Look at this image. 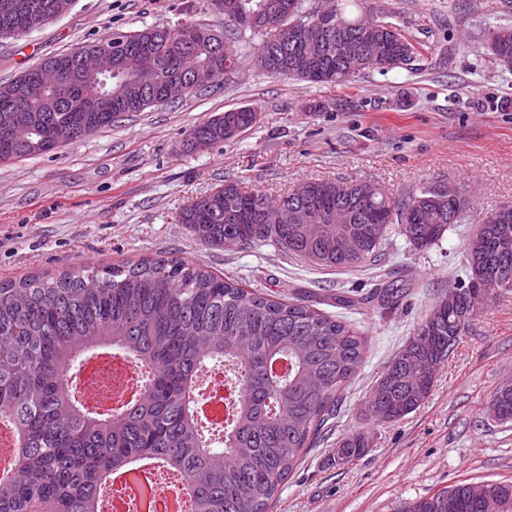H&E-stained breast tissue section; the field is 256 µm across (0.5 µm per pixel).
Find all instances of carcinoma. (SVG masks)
Returning a JSON list of instances; mask_svg holds the SVG:
<instances>
[{
  "label": "carcinoma",
  "mask_w": 512,
  "mask_h": 512,
  "mask_svg": "<svg viewBox=\"0 0 512 512\" xmlns=\"http://www.w3.org/2000/svg\"><path fill=\"white\" fill-rule=\"evenodd\" d=\"M0 9V30L31 31L25 0ZM225 34L194 22L117 32L134 48L156 54L170 83L189 80L210 65L215 48L234 43L238 66L245 34L262 39L254 64L266 71L276 45L274 24L315 22L317 7L299 0H224ZM339 5V19L363 50H348L316 33L288 49L290 75L310 83L346 85L369 69L366 57L388 58L379 71L404 68L421 53L401 30L362 21ZM488 48L512 66V28L491 32ZM36 68L0 84V123H37L22 141L0 140V162L48 153L59 144L55 126L64 121L74 140L112 126L129 112L150 107L143 90L117 78L108 82L112 111L70 112L67 97L47 89L29 98L16 85ZM23 112H12L16 105ZM257 115L231 109L192 127L196 140L214 146L251 129ZM304 210L309 224L296 223ZM469 202L455 188L439 186L396 199L367 181H305L275 200L247 192L230 180L190 201L176 216L207 247L271 243L314 267L342 270L363 265L397 230L419 250L437 244L455 224L468 223ZM491 288H512V215L493 213L479 225L466 250L465 278L441 295L400 352L385 366L365 402L366 415L394 423L430 397L439 369L475 317ZM409 285L391 284L370 295L384 308L404 298ZM143 369L142 391L128 405L102 414L72 394L62 395L65 373L105 350ZM370 339L359 326L328 315L307 297L268 295L244 288L177 257L98 265L58 276H32L0 283V421L16 430V475L0 483V512H99L109 483L143 461L160 463L185 478L192 512H269L280 485L316 445L344 394L360 372ZM227 367L241 386L224 436L206 432L195 414L196 384L207 365ZM486 413L512 421V383L489 400ZM369 447L357 431L343 437L336 453L348 463ZM396 512H512V481L458 482L428 497L409 500Z\"/></svg>",
  "instance_id": "cac0c4a2"
}]
</instances>
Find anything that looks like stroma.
<instances>
[{"instance_id":"stroma-1","label":"stroma","mask_w":512,"mask_h":512,"mask_svg":"<svg viewBox=\"0 0 512 512\" xmlns=\"http://www.w3.org/2000/svg\"><path fill=\"white\" fill-rule=\"evenodd\" d=\"M386 22L425 44L411 67L368 71L347 85H315L242 61L200 95L119 118L50 153L0 163V282L171 253L276 297L300 292L333 314L336 294L409 286L396 309L369 303L356 319L372 346L316 448L278 490L274 512H395L408 499L468 480L512 479V422L485 407L512 379V291L494 289L436 377L430 398L395 423L364 413L369 390L438 296L464 274L482 219L512 206V69L486 50L512 27V0H369ZM224 21L203 0H73L42 28L0 39V83L45 58L112 31ZM257 124L239 138L191 153L190 128L229 109ZM232 180L277 198L307 180L368 181L390 196L445 185L471 203L435 246L391 233L353 270H322L269 244L210 248L176 215ZM370 446L351 463L336 444L357 430Z\"/></svg>"}]
</instances>
